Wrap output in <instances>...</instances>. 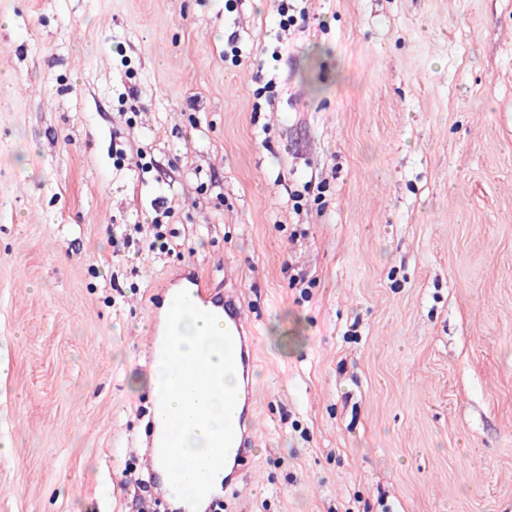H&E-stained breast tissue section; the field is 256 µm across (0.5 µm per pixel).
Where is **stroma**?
Instances as JSON below:
<instances>
[{"label": "stroma", "instance_id": "1", "mask_svg": "<svg viewBox=\"0 0 512 512\" xmlns=\"http://www.w3.org/2000/svg\"><path fill=\"white\" fill-rule=\"evenodd\" d=\"M278 6L0 0V512H172L188 263L258 336L224 512H512V0ZM155 421L162 423L161 410H160V398L154 400L152 413H151V422L153 424L151 438L147 442V449L142 454V458L144 459L145 466L147 470L155 471V468L158 466L160 462V444L161 438H157L155 434Z\"/></svg>", "mask_w": 512, "mask_h": 512}]
</instances>
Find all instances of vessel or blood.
I'll use <instances>...</instances> for the list:
<instances>
[{
    "label": "vessel or blood",
    "instance_id": "1",
    "mask_svg": "<svg viewBox=\"0 0 512 512\" xmlns=\"http://www.w3.org/2000/svg\"><path fill=\"white\" fill-rule=\"evenodd\" d=\"M181 286L198 308L221 315L225 329L233 338L235 369L239 374L240 386L232 415L234 440L224 466V484L225 487H234L240 483L241 470L255 446L256 391L252 372L258 357L254 330L237 290H227L220 298L209 297L201 273L192 265L187 266Z\"/></svg>",
    "mask_w": 512,
    "mask_h": 512
}]
</instances>
